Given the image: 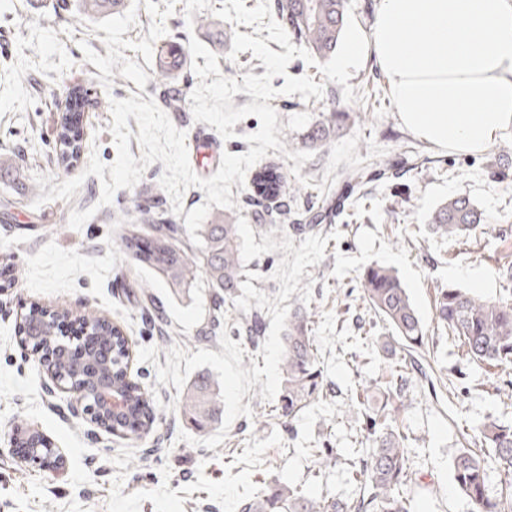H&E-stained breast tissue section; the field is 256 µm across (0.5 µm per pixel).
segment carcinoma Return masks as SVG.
Listing matches in <instances>:
<instances>
[{
  "mask_svg": "<svg viewBox=\"0 0 512 512\" xmlns=\"http://www.w3.org/2000/svg\"><path fill=\"white\" fill-rule=\"evenodd\" d=\"M119 0H72L64 8L67 21L80 26L89 20L114 14ZM349 0H273L272 11L291 43L311 55L326 59L338 47L346 25ZM69 106L61 116L56 132L57 165L67 170L80 158L82 135L74 116L85 111L87 91L81 86L68 89ZM347 112H331L310 124L303 140L323 148L334 141L339 131L354 123ZM389 162L377 159L371 167L349 169L345 182L361 188L376 174L387 170ZM252 197L268 200L279 196L285 180L278 168L266 166L251 173ZM151 217L153 235L144 237L138 224ZM427 221L433 233L450 239L464 237L485 223L482 211L470 198H448L432 210ZM123 223L127 232L120 237L119 249L137 263L164 278L174 288H189L199 273L215 300L233 298L245 280L239 225L219 218L197 230L201 239L198 251L181 238L180 228L171 220L152 217L141 207L127 213ZM363 301L404 351L424 347L429 340L410 294L397 273L375 263L361 277ZM437 331L454 336L466 360L481 368H506L512 365V298H489L464 288L450 286L435 296ZM57 322L69 313H49L30 307L21 326V341L42 357L52 356L51 366L59 375L90 390L98 381H108L124 396L126 407L119 415L98 413L103 428L116 435L139 437L150 431L154 416L149 396L127 379L128 338L108 321L82 315L87 342L81 354L69 351L58 330L44 323L45 317ZM312 314L295 310L283 336V389L276 405L282 416L295 418L310 404L327 395L323 371L317 364V349L312 333ZM181 412L199 429L216 427L223 421L224 405L219 383L209 373L197 375L184 392ZM365 458L359 460V478L369 492L353 500L334 495L320 498L300 486L281 483L267 493L240 504V512H410V495L405 477L409 457L405 436L390 426L386 417L372 413L365 421ZM474 447L456 450L452 478L457 489L469 500L472 512H503L512 502V482H501L499 492L489 487V462L512 474V424L489 421L473 429Z\"/></svg>",
  "mask_w": 512,
  "mask_h": 512,
  "instance_id": "cac0c4a2",
  "label": "carcinoma"
}]
</instances>
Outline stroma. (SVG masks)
<instances>
[{
  "mask_svg": "<svg viewBox=\"0 0 512 512\" xmlns=\"http://www.w3.org/2000/svg\"><path fill=\"white\" fill-rule=\"evenodd\" d=\"M183 0H129L107 18L71 27L52 4L9 0L0 7V155L10 157L11 178L0 182V269L14 283L0 292V512H239L242 500L278 481L303 484L313 494L357 497L349 481L358 459L367 414L382 411L406 438L407 488L412 512H471L451 477V460L463 434L488 420L512 423V367L487 372L462 357L454 337L435 333L434 299L451 285L487 297L512 296V135L504 146L459 153L422 140L407 129L374 57L364 58L349 80L358 102L345 101L341 85L317 67L293 59L288 75L311 76L325 86L317 104L280 94L269 104L278 114L279 140L300 150L306 126L330 111L356 114L359 156L369 143L385 148L395 167L354 192L344 166L326 173L330 148L316 149L299 175L307 195L290 189L293 160L268 149L267 160L286 174L280 199L262 201L257 216L243 215L246 193L232 184V207L211 216L240 224L249 272L233 306H215L207 288H173L153 270L121 252L119 219L135 206L170 212L168 194H156L164 166L155 162L130 189L100 203L102 183L84 176L91 156L113 163L117 150L109 111L89 107L80 115L83 155L70 170L54 162V132L66 89L108 86L113 98L153 99L186 134L192 170L202 178L219 168L196 148L198 131L190 100L198 79L192 68L172 75L182 101L171 106L154 82L155 56L168 44L197 38L211 45L214 27L188 25ZM428 157L424 169L407 170L411 152ZM84 182L67 201L36 205L33 185ZM326 191H319V184ZM469 196L486 217L468 238L455 241L430 230L426 217L442 200ZM334 208L321 223L310 207ZM93 209L81 229L69 227L71 211ZM287 211L289 226L270 221ZM394 268L434 335L417 358L400 398L389 399L383 380L401 352L359 297L360 276L371 264ZM147 284L140 293L139 284ZM93 313L119 325L131 343L129 374L149 394L156 422L140 439L104 431L81 415L76 394L53 388L37 355L20 341L31 306ZM313 311L317 357L329 395L295 419L273 416L282 387L281 350L288 317ZM260 334L251 337V316ZM201 372L220 384L221 426L207 432L184 420L180 397ZM49 438L61 462L46 467L19 460L20 432ZM335 456L317 474L313 453Z\"/></svg>",
  "mask_w": 512,
  "mask_h": 512,
  "instance_id": "1",
  "label": "stroma"
}]
</instances>
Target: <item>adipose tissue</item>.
Instances as JSON below:
<instances>
[{"label": "adipose tissue", "mask_w": 512, "mask_h": 512, "mask_svg": "<svg viewBox=\"0 0 512 512\" xmlns=\"http://www.w3.org/2000/svg\"><path fill=\"white\" fill-rule=\"evenodd\" d=\"M369 54L423 140L474 153L512 132V0H378L370 36H350L337 72Z\"/></svg>", "instance_id": "adipose-tissue-1"}]
</instances>
